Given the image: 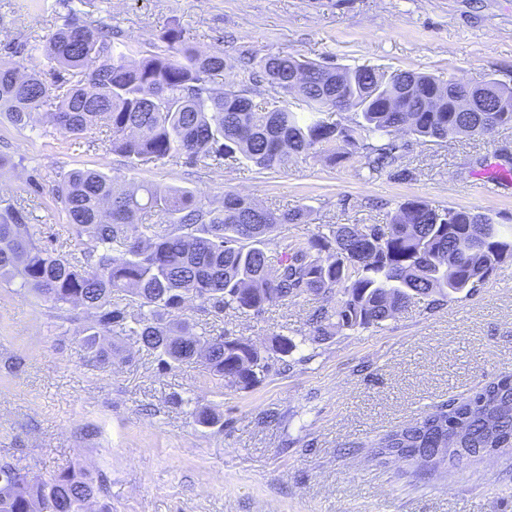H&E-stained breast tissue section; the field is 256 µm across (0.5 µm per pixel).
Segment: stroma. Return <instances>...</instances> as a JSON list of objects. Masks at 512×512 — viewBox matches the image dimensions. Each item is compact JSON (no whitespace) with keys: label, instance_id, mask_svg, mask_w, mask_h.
Instances as JSON below:
<instances>
[{"label":"stroma","instance_id":"35a3bbf8","mask_svg":"<svg viewBox=\"0 0 512 512\" xmlns=\"http://www.w3.org/2000/svg\"><path fill=\"white\" fill-rule=\"evenodd\" d=\"M78 7L133 45L158 42L176 22L200 50L232 57L294 52L512 85V0H0V49L46 42ZM98 136L73 143L46 125L0 122V153L16 163L0 170V199H34L37 238L66 254L80 245L51 188L78 168L214 202L233 190L276 211L309 209L306 223L278 230L291 240L321 224H382L414 199L512 225L510 128L411 143L405 180L367 179L356 162L309 155L272 170L243 162L132 171L124 157L91 147ZM491 175L497 190L481 192ZM321 303L305 296L253 317L187 302L182 319L211 335L243 336L262 350L279 334L295 342L286 370L239 390L195 363L161 368L130 336L112 337L111 367L95 368L79 322L0 279V458L36 473L85 466L103 478L112 512H512V450L428 474L374 455L390 430L512 374V257L476 295L432 311L416 301L382 325L314 342L308 320ZM199 405L220 424H198Z\"/></svg>","mask_w":512,"mask_h":512}]
</instances>
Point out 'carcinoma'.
Segmentation results:
<instances>
[{"mask_svg":"<svg viewBox=\"0 0 512 512\" xmlns=\"http://www.w3.org/2000/svg\"><path fill=\"white\" fill-rule=\"evenodd\" d=\"M166 49L134 59L114 32L78 14L49 38L50 74L0 60V119L19 128L38 123L81 139L97 128L99 145L140 169L157 164L222 169L244 160L260 169L288 166L299 155L331 163L357 161L358 174L407 178L400 135L422 142L490 136L512 128V86L495 79L472 86L415 70L345 68L295 53L202 51L173 25ZM240 69L269 101L226 75ZM305 103L307 115L289 108ZM353 111L358 119H334ZM52 195L83 245L64 255L31 233L23 199L0 205V277L19 279L63 313L91 321L78 331L93 359L112 363L104 336H134L165 367L193 361L237 389L258 384L296 349L273 338L264 354L243 336L197 332L179 313L189 300L220 314L262 315L274 303L320 295L310 318L312 341L331 331L380 325L415 299L432 311L458 294L472 296L512 256V239L486 215L410 200L384 224H328L300 242L275 241L301 209L277 212L226 191L215 205L199 192L169 185L119 189L93 169H73ZM153 212L158 223L143 215ZM275 242V249L268 248ZM129 297L131 312L122 304ZM462 426L458 448L440 450ZM512 448V377L504 375L461 402H450L377 443L383 463L425 460L449 465L464 453ZM0 512H112L103 481L63 468L35 474L0 461Z\"/></svg>","mask_w":512,"mask_h":512,"instance_id":"obj_1","label":"carcinoma"}]
</instances>
